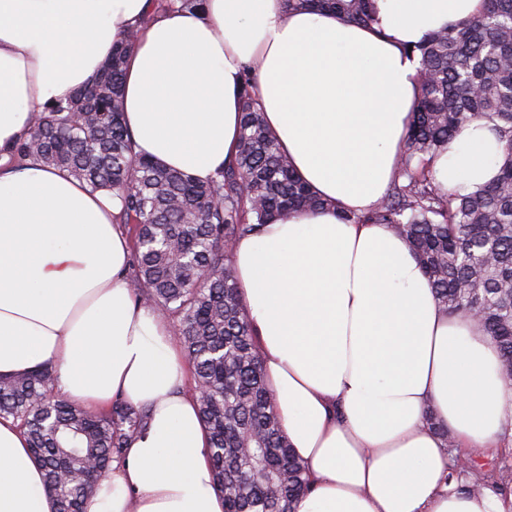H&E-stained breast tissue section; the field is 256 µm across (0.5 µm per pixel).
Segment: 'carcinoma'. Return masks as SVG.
I'll list each match as a JSON object with an SVG mask.
<instances>
[{
    "mask_svg": "<svg viewBox=\"0 0 512 512\" xmlns=\"http://www.w3.org/2000/svg\"><path fill=\"white\" fill-rule=\"evenodd\" d=\"M203 0H157L165 12ZM290 10L331 11L367 25L375 0H285ZM139 37L128 29L112 56L68 98L33 113L19 159L67 169L93 192L120 204L116 223L132 243L135 299L172 324L188 363L200 417L210 433V462L224 512H294L309 491L273 411L259 346L238 292L236 242L290 211L328 202L303 183L266 127L244 69L236 156L200 181L132 149L123 113V70ZM420 52L419 91L406 150L389 192L368 212L343 219L387 224L412 246L437 303L451 315L480 316L512 378V0H485L483 11L431 34ZM496 120L504 162L473 193L441 191L428 159L466 124ZM54 367L0 375V417L26 430L45 471L56 512H85V502L148 423L146 408L117 398L103 412L84 410L56 389Z\"/></svg>",
    "mask_w": 512,
    "mask_h": 512,
    "instance_id": "carcinoma-1",
    "label": "carcinoma"
}]
</instances>
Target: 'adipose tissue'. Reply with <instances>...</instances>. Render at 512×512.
I'll list each match as a JSON object with an SVG mask.
<instances>
[{
	"mask_svg": "<svg viewBox=\"0 0 512 512\" xmlns=\"http://www.w3.org/2000/svg\"><path fill=\"white\" fill-rule=\"evenodd\" d=\"M482 5L376 0L363 26L284 0H204L152 20L149 0H0V375L49 363L74 404L121 397L151 413L85 512H224L190 371L168 320L133 297L111 197L9 158L32 113L85 83L134 25L123 92L137 154L212 177L236 152L241 74L256 62L270 133L335 204L233 249L274 412L311 482L295 512H512V490L472 488L453 465L454 449L512 426L496 346L436 303L389 225L343 219L390 186L418 93L415 46ZM502 161L494 122L478 120L431 168L470 193ZM0 512H55L26 437L2 418Z\"/></svg>",
	"mask_w": 512,
	"mask_h": 512,
	"instance_id": "ef3b65f1",
	"label": "adipose tissue"
}]
</instances>
